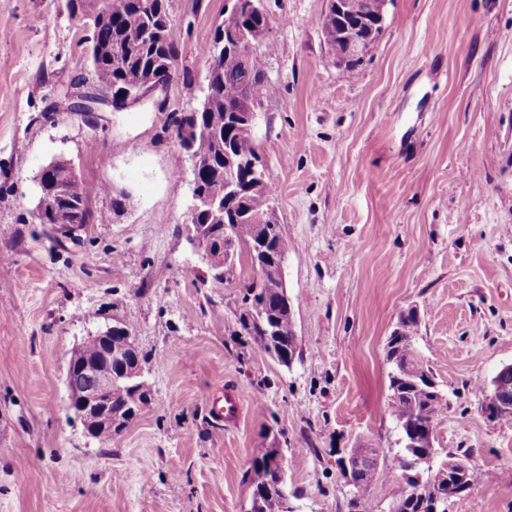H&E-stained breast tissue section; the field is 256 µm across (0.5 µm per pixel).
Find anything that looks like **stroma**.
<instances>
[{"label":"stroma","instance_id":"stroma-1","mask_svg":"<svg viewBox=\"0 0 512 512\" xmlns=\"http://www.w3.org/2000/svg\"><path fill=\"white\" fill-rule=\"evenodd\" d=\"M263 6L270 91L253 136L291 244L289 367L240 330L246 251L217 283L189 244L192 163L167 132L205 95L228 0H168V88L87 119L67 108L95 88L88 29L66 0H0V512H249L269 448L297 512H348L339 458L398 437L385 344L411 307L445 395L437 445L472 454L448 512H512V422L483 412L512 364V0H388L351 70L324 41L326 0ZM56 158L109 216L74 244L32 216ZM128 318L152 399L103 442L69 407L68 361ZM228 386L235 425L211 411Z\"/></svg>","mask_w":512,"mask_h":512}]
</instances>
